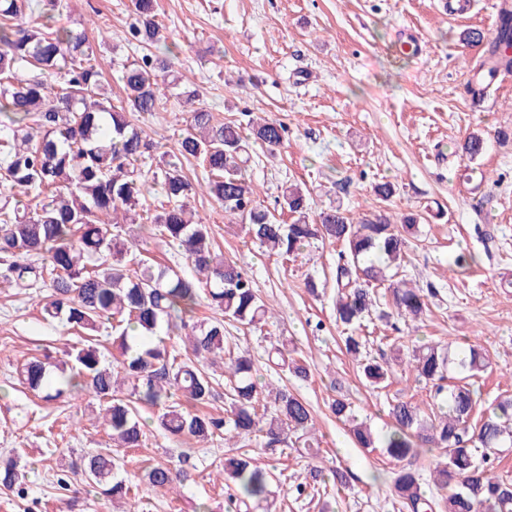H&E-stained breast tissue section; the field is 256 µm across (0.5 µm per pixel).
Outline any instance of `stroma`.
<instances>
[{
	"instance_id": "35a3bbf8",
	"label": "stroma",
	"mask_w": 512,
	"mask_h": 512,
	"mask_svg": "<svg viewBox=\"0 0 512 512\" xmlns=\"http://www.w3.org/2000/svg\"><path fill=\"white\" fill-rule=\"evenodd\" d=\"M62 2L55 25L97 22L89 39L113 100H120L121 64L144 52L130 34L133 0ZM494 3L474 0L470 12L453 15L444 0H157L166 39L152 51L172 75L193 84L196 106L243 124L261 117L287 126L276 156L255 148L247 171L264 206L278 208L281 186L294 182L309 190L316 212L339 205L357 218L384 206L397 217H420L399 276L433 294L417 328L369 321L368 353L392 365L388 386L373 390L359 380L336 320L340 245L317 241L286 263L255 244L243 224L226 219L210 197L190 200L212 228L214 252L236 262L274 309L259 330L225 322L230 347L250 353L259 383L287 385L314 410L317 456L302 455L295 444L253 450L275 474L276 512H402L392 493L396 472L428 473L435 449L398 462L382 450L358 448L329 403L348 398L378 431L393 400L428 403L427 387L394 361L414 341L452 352L467 341L482 345L491 366L475 383L481 408L512 393V74L499 76L486 101L475 105L467 85L483 49L464 40L470 30L496 28ZM404 27L420 36V52L401 48ZM188 118L185 105L171 97L158 112L130 120L162 153L176 147ZM472 132L485 140L473 160L460 151ZM384 182L395 187L386 202L374 191ZM123 231L142 256L183 263L178 247L149 225L127 224ZM461 253L474 256L470 268L455 266ZM309 278L317 293L305 288ZM49 293L0 289V457L18 452L27 490L22 497L0 491V512H193L202 501L224 512L233 489L216 472L234 442L217 437L202 445L150 427L142 447L116 450L97 420L96 401L77 395L46 401L19 384L16 371L26 359H62L80 340L65 325L43 321L38 300ZM279 340L306 359L308 381L281 380L267 365L265 350ZM111 450L124 460L121 478L134 484L126 502L84 491L69 503L56 484L61 465ZM157 463L183 465L187 478L179 492L136 482L143 467ZM335 467L347 483L330 488L326 503L288 495L295 479L326 476Z\"/></svg>"
}]
</instances>
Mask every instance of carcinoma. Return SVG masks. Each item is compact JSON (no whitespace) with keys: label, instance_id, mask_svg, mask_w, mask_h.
Listing matches in <instances>:
<instances>
[{"label":"carcinoma","instance_id":"cac0c4a2","mask_svg":"<svg viewBox=\"0 0 512 512\" xmlns=\"http://www.w3.org/2000/svg\"><path fill=\"white\" fill-rule=\"evenodd\" d=\"M61 0H0V288H35L50 279L44 297L45 320L66 323L88 338L65 350L66 359L50 357L23 364L20 382L47 400L85 395L98 402L104 425L119 448H137L146 423L139 409L157 407L156 429L198 442L231 435L241 441L261 438L265 448H278L291 434L310 445L314 413L302 398L281 387L258 386L250 354L231 355L224 340V320L248 328L268 324L272 308L253 282L212 250V229L189 205L202 189L224 214L245 223L248 234L266 251L283 260L297 258L311 242L336 240L346 247L336 273V320L350 334L346 354L364 381L379 389L391 366L371 357L366 337L357 333L373 313L404 324L419 321L428 309L421 288L394 280L406 256L408 237L419 229L411 215L395 224L392 215L377 210L355 220L332 206L311 221L303 190L282 189L281 209L295 215L283 224L265 208L246 177L252 147L274 152L288 128L262 119L249 123V133L234 120L221 121L194 106L197 92L179 90L180 79L168 80L166 64L150 53L122 65L124 98L112 103L103 73L86 30L52 25ZM132 38L148 46L162 37L155 0H134ZM485 57L498 59L501 70H512V12L500 15L496 37L486 43ZM177 96L190 106V120L178 148L162 155L156 169L143 170L151 145L128 119L132 112H155L162 99ZM485 147L472 133L461 145L473 160ZM197 159L205 173L201 186L183 174L184 162ZM161 187L166 203L150 212L142 198L149 183ZM37 190L45 200L33 208L19 196ZM152 224L176 245L195 274L137 256V244L123 236L122 225ZM38 261H32V257ZM384 289L390 312H377L375 289ZM223 313L224 319L192 324L186 317L201 299ZM112 325V345L120 352L117 369L106 363L91 336L101 325ZM184 331L189 354L180 357L155 336L162 326ZM288 343L271 346L267 361L305 380L308 368ZM224 363L229 409L224 416L197 414L191 407L212 395L208 367ZM410 365L415 380L432 387L427 408L397 399L390 404V422L381 433L359 419L351 403L339 396L330 411L348 427L356 445L380 448L401 461L419 448L439 451L431 470L439 492L427 495L420 475L402 469L393 492L406 512H512V479L495 474L494 450L512 447V396H503L473 420L475 391L470 380L485 371L488 360L478 344L464 343L456 375L448 376V348L424 343L412 347ZM120 458L110 454L83 456L67 469L80 474L89 488L115 501L130 493L116 478ZM148 486L171 491L180 473L165 465L143 470ZM224 480L236 494L225 512H267L272 473L257 464L249 450L224 458ZM25 494L18 459L0 463V490ZM298 498L327 494L318 483L288 488Z\"/></svg>","mask_w":512,"mask_h":512}]
</instances>
